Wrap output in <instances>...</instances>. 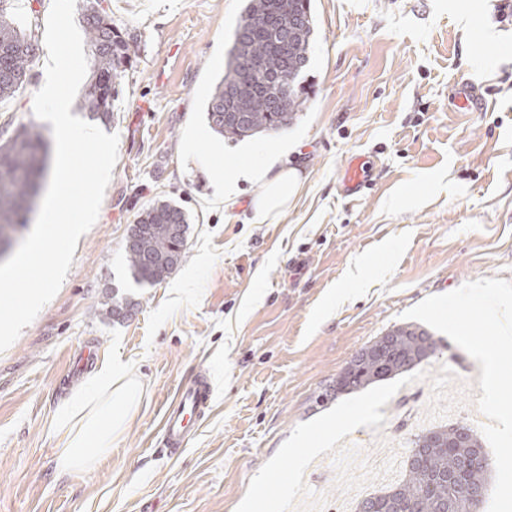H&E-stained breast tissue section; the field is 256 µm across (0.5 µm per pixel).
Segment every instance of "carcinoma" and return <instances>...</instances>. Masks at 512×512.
I'll use <instances>...</instances> for the list:
<instances>
[{
  "label": "carcinoma",
  "mask_w": 512,
  "mask_h": 512,
  "mask_svg": "<svg viewBox=\"0 0 512 512\" xmlns=\"http://www.w3.org/2000/svg\"><path fill=\"white\" fill-rule=\"evenodd\" d=\"M0 0V102L14 97L30 79L35 42L15 26ZM288 14V27L273 33L264 17L273 7ZM92 76L78 108L103 124L111 121L117 81L131 61L133 35L112 23L97 0L85 8ZM315 32L311 0H245L225 55L224 73L207 101L211 129L228 139L278 132L293 123L306 102L302 75L310 64ZM45 141L20 126L0 142V242L9 244L25 227L40 185L49 173ZM140 234L125 244L133 281L152 286L184 256L188 215L160 202L137 220ZM437 340L426 329L397 326L360 349L336 376V391L355 392L408 372L433 356ZM484 453L470 427H444L419 434L405 464V478L358 502L356 512H478L487 492L491 464L472 465Z\"/></svg>",
  "instance_id": "cac0c4a2"
}]
</instances>
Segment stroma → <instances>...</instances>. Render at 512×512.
I'll use <instances>...</instances> for the list:
<instances>
[{
    "label": "stroma",
    "instance_id": "stroma-1",
    "mask_svg": "<svg viewBox=\"0 0 512 512\" xmlns=\"http://www.w3.org/2000/svg\"><path fill=\"white\" fill-rule=\"evenodd\" d=\"M137 37L106 133L119 137L94 226L82 235L56 296L0 353V512H244L253 481L305 459L285 450L329 415L355 426L315 440L333 469L302 483L300 512H355L399 481L414 435L438 426L477 431L494 461L479 512H512V393L493 423L483 383L493 356L512 376V345L493 317L512 286V16L497 0H312L316 29L309 99L287 129L233 141L204 106L224 71L243 0H108ZM478 13L507 42L462 28ZM41 62L0 102V140L35 116ZM476 93L463 107V88ZM292 145L303 185L277 218L251 223L259 183L233 210L213 177L242 154ZM374 176L361 198L338 180L354 155ZM189 217L185 256L149 288L127 285L124 245L154 203ZM134 304L110 318L105 294ZM433 333L437 354L364 390L329 394L362 347L394 327ZM115 358L146 391L117 448L96 468L58 473L56 406L98 363ZM204 373L211 396L182 453L163 443V413L180 385Z\"/></svg>",
    "mask_w": 512,
    "mask_h": 512
}]
</instances>
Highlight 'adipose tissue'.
<instances>
[{
	"label": "adipose tissue",
	"mask_w": 512,
	"mask_h": 512,
	"mask_svg": "<svg viewBox=\"0 0 512 512\" xmlns=\"http://www.w3.org/2000/svg\"><path fill=\"white\" fill-rule=\"evenodd\" d=\"M237 174L264 187L252 203V221L256 224L272 221L300 186L296 168L286 165L276 154L238 166ZM142 398V381L122 362L100 363L54 413L53 427L59 438L58 471L90 470L108 457Z\"/></svg>",
	"instance_id": "ef3b65f1"
}]
</instances>
